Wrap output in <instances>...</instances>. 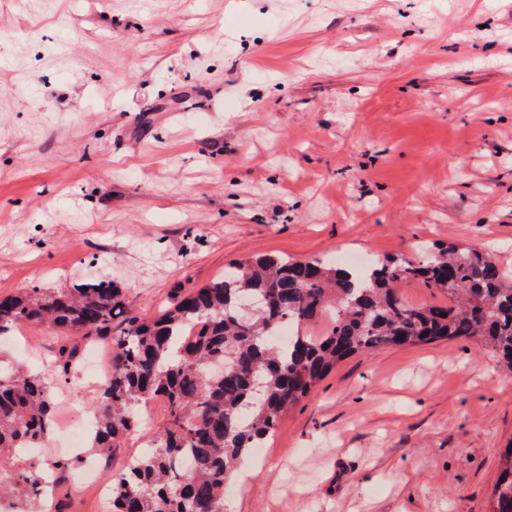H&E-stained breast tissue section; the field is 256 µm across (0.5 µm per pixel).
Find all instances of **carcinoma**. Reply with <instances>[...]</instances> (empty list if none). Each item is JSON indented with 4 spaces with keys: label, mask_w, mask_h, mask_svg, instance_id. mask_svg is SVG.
Listing matches in <instances>:
<instances>
[{
    "label": "carcinoma",
    "mask_w": 512,
    "mask_h": 512,
    "mask_svg": "<svg viewBox=\"0 0 512 512\" xmlns=\"http://www.w3.org/2000/svg\"><path fill=\"white\" fill-rule=\"evenodd\" d=\"M436 290L448 304L414 305L400 285ZM245 296L261 300L240 317ZM331 316L319 336L308 328ZM296 327L288 343L271 337ZM28 325L109 342L112 379L94 397V452L108 456L161 398L168 421L151 450L113 475L111 512H224V489L242 458L276 432L281 415L348 357L381 348L475 340L512 370V282L496 258L450 246L423 258L352 268L327 258L260 257L180 297L151 320L110 281L0 294V340ZM75 352L27 373L0 364V512H43L50 471L72 465L16 451L41 448L55 430L54 382ZM230 365L222 373L212 362ZM489 512H512V448L501 459Z\"/></svg>",
    "instance_id": "obj_1"
}]
</instances>
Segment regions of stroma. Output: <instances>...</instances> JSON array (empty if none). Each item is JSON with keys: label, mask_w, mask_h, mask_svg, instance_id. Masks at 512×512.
I'll return each instance as SVG.
<instances>
[{"label": "stroma", "mask_w": 512, "mask_h": 512, "mask_svg": "<svg viewBox=\"0 0 512 512\" xmlns=\"http://www.w3.org/2000/svg\"><path fill=\"white\" fill-rule=\"evenodd\" d=\"M493 251L512 282V0H0V294L107 279L150 319L260 256ZM91 340L21 328L28 372ZM84 373L58 422L93 409ZM512 374L353 355L224 512H487Z\"/></svg>", "instance_id": "1"}]
</instances>
